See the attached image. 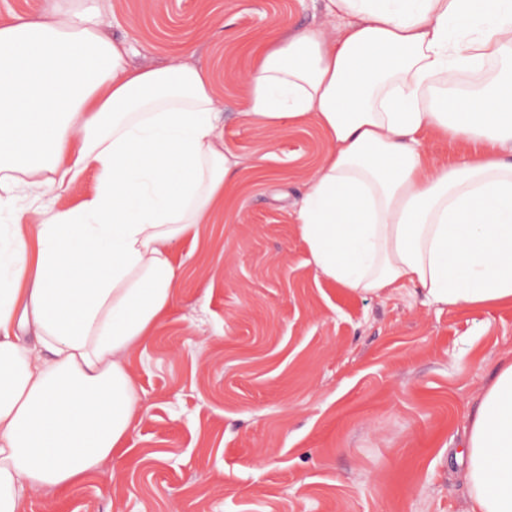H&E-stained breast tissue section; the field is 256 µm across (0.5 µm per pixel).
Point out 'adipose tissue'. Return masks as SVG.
Here are the masks:
<instances>
[{
	"instance_id": "obj_1",
	"label": "adipose tissue",
	"mask_w": 512,
	"mask_h": 512,
	"mask_svg": "<svg viewBox=\"0 0 512 512\" xmlns=\"http://www.w3.org/2000/svg\"><path fill=\"white\" fill-rule=\"evenodd\" d=\"M328 9L339 35L277 37L242 111L327 140L295 213L315 267L362 296L512 305V0ZM126 55L97 0L0 21V512L127 453L142 410L129 356L174 298L175 243L214 223L236 165L209 71ZM428 131L485 149L448 165ZM89 173L94 191L58 208ZM23 209L36 223H16ZM467 420L466 512H512V358Z\"/></svg>"
}]
</instances>
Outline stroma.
<instances>
[{
	"label": "stroma",
	"mask_w": 512,
	"mask_h": 512,
	"mask_svg": "<svg viewBox=\"0 0 512 512\" xmlns=\"http://www.w3.org/2000/svg\"><path fill=\"white\" fill-rule=\"evenodd\" d=\"M135 67L192 46L212 76L236 187L176 246L178 287L131 371L129 450L26 512H465L452 450L512 356V306L362 297L315 268L293 212L326 149L315 123L241 115L246 77L283 30L341 26L328 0H102Z\"/></svg>",
	"instance_id": "35a3bbf8"
}]
</instances>
